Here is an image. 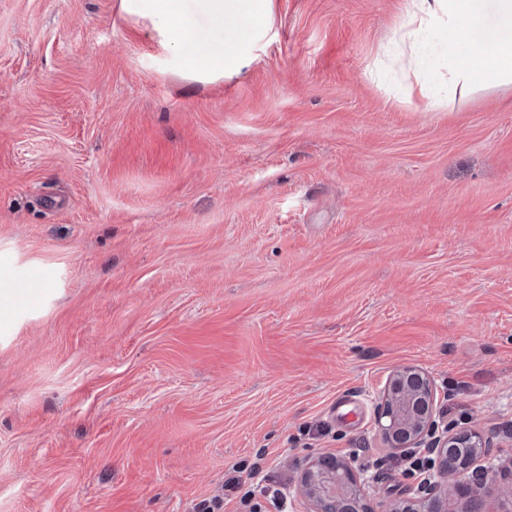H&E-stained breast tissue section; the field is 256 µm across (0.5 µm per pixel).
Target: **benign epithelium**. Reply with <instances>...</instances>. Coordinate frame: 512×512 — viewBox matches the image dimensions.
<instances>
[{
  "mask_svg": "<svg viewBox=\"0 0 512 512\" xmlns=\"http://www.w3.org/2000/svg\"><path fill=\"white\" fill-rule=\"evenodd\" d=\"M436 388L422 368L403 365L389 374L376 401V425L391 448H420L428 445L435 470L417 486L411 497L392 500L386 512H451L452 501H466L468 512H485L487 501L499 503L512 492V469L508 482L487 477L468 464L453 468L448 456L453 448H474L475 457L492 448L491 434L473 429L448 434L438 430L435 410ZM369 480L346 461L330 457L312 460L302 473L299 493L309 502L311 512H366L365 494Z\"/></svg>",
  "mask_w": 512,
  "mask_h": 512,
  "instance_id": "obj_1",
  "label": "benign epithelium"
}]
</instances>
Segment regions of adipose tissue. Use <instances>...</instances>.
I'll use <instances>...</instances> for the list:
<instances>
[{"instance_id":"adipose-tissue-1","label":"adipose tissue","mask_w":512,"mask_h":512,"mask_svg":"<svg viewBox=\"0 0 512 512\" xmlns=\"http://www.w3.org/2000/svg\"><path fill=\"white\" fill-rule=\"evenodd\" d=\"M271 0H198L211 25L223 28V41H213L197 27L185 0H122L126 14L148 17L174 51L182 72L190 77H224L244 66L247 45L265 34ZM499 26L484 43L472 38L485 0H410L408 21L395 33L397 41L415 45L421 33L447 32L455 51L448 58V85L460 95L479 88L512 86V0H496Z\"/></svg>"}]
</instances>
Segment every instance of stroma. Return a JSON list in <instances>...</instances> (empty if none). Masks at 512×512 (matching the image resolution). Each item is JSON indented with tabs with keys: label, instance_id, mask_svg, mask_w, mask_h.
I'll return each instance as SVG.
<instances>
[{
	"label": "stroma",
	"instance_id": "stroma-1",
	"mask_svg": "<svg viewBox=\"0 0 512 512\" xmlns=\"http://www.w3.org/2000/svg\"><path fill=\"white\" fill-rule=\"evenodd\" d=\"M408 0H272L185 77L120 0H0V512H196L243 462L417 483L375 425L417 365L512 468V87L430 93Z\"/></svg>",
	"mask_w": 512,
	"mask_h": 512
}]
</instances>
